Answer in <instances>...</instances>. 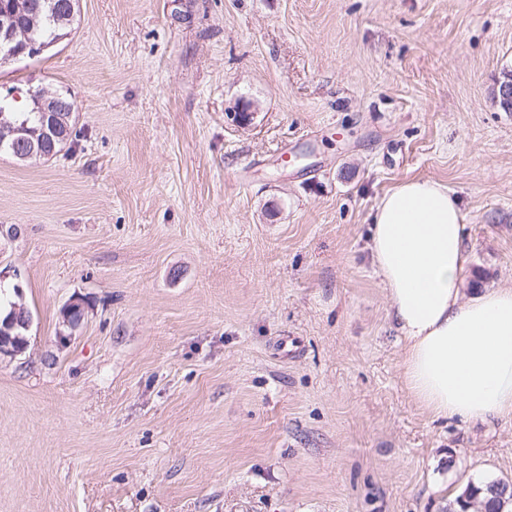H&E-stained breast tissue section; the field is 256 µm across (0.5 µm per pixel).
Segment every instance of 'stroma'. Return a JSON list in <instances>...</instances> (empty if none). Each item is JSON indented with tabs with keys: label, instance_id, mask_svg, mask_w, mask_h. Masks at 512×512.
Here are the masks:
<instances>
[{
	"label": "stroma",
	"instance_id": "1",
	"mask_svg": "<svg viewBox=\"0 0 512 512\" xmlns=\"http://www.w3.org/2000/svg\"><path fill=\"white\" fill-rule=\"evenodd\" d=\"M510 71L512 0H79L0 68L76 133L0 154V288L32 315L0 512H449L512 481L511 419L409 396L367 238L387 191L444 183L466 292L512 287ZM484 484V485H483ZM509 492V501L512 499V482L509 480L497 479L488 482L468 483L464 492L455 499L454 511L464 512L466 507H469L471 498L474 503H479L481 493L490 494L485 502V511L496 512L503 507L504 502L501 500L503 496ZM465 498V501L463 500Z\"/></svg>",
	"mask_w": 512,
	"mask_h": 512
}]
</instances>
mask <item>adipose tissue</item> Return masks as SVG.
Listing matches in <instances>:
<instances>
[{
  "label": "adipose tissue",
  "instance_id": "adipose-tissue-1",
  "mask_svg": "<svg viewBox=\"0 0 512 512\" xmlns=\"http://www.w3.org/2000/svg\"><path fill=\"white\" fill-rule=\"evenodd\" d=\"M460 199L409 180L379 201L369 249L404 342L406 390L433 418L512 419V288L465 297Z\"/></svg>",
  "mask_w": 512,
  "mask_h": 512
}]
</instances>
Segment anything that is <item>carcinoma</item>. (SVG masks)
Wrapping results in <instances>:
<instances>
[{"label":"carcinoma","mask_w":512,"mask_h":512,"mask_svg":"<svg viewBox=\"0 0 512 512\" xmlns=\"http://www.w3.org/2000/svg\"><path fill=\"white\" fill-rule=\"evenodd\" d=\"M5 12L16 17L17 29L22 31L17 41L21 43L40 46L51 43L68 33L62 0H13L11 3L6 0L0 4V15ZM0 110L14 122H26L30 127L41 126L42 116L33 111L31 103L20 111L10 103L0 101ZM482 493L489 495L485 502L486 512H498L503 507L504 495L507 494L512 499V482L497 479L484 484L468 483L464 492L455 499L457 512H464L472 501L479 502Z\"/></svg>","instance_id":"carcinoma-1"}]
</instances>
